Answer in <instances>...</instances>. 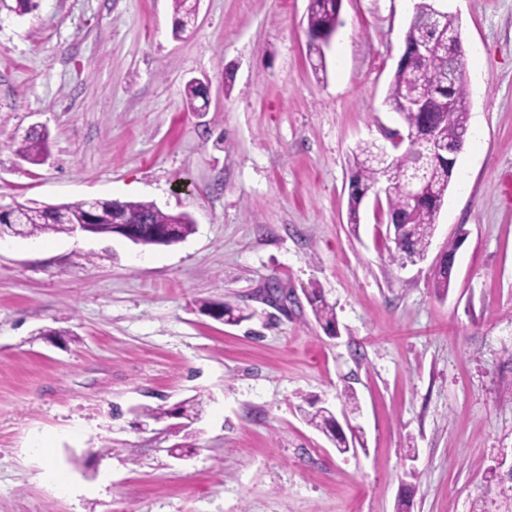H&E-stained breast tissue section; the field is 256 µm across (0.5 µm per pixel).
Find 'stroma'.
<instances>
[{
	"label": "stroma",
	"mask_w": 512,
	"mask_h": 512,
	"mask_svg": "<svg viewBox=\"0 0 512 512\" xmlns=\"http://www.w3.org/2000/svg\"><path fill=\"white\" fill-rule=\"evenodd\" d=\"M416 2L342 0L320 74L309 0H199L180 34L172 0H0V204L195 223L169 246L0 236V512H512V0H445L483 59L425 258L390 259L373 198L348 222L353 149L402 127L384 98ZM192 79L206 111L184 104ZM33 129L41 165L11 148ZM225 303L252 318L204 310ZM348 387L354 455L302 415ZM195 395L179 460L172 421L138 410ZM459 239L448 243V248L444 251L442 258L433 270V288L438 292V295L443 297L448 294L451 285L452 272H453V259L455 262V255L458 249Z\"/></svg>",
	"instance_id": "stroma-1"
}]
</instances>
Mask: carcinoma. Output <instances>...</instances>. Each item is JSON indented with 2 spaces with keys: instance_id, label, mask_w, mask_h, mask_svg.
I'll return each instance as SVG.
<instances>
[{
  "instance_id": "carcinoma-1",
  "label": "carcinoma",
  "mask_w": 512,
  "mask_h": 512,
  "mask_svg": "<svg viewBox=\"0 0 512 512\" xmlns=\"http://www.w3.org/2000/svg\"><path fill=\"white\" fill-rule=\"evenodd\" d=\"M198 0H172L175 30L184 31L187 20L195 15ZM434 0H419L418 16L411 19L404 33L406 54L397 64L390 82L385 104L401 119L410 131L428 126H438L446 136L457 139L468 133L469 93L462 80L450 77L454 62L447 49V40L461 41V23L457 16L444 14L432 16ZM341 0H310L307 10L308 51L316 55L315 71H325L324 47L328 46L340 21ZM421 41L434 45V53L422 59L411 52ZM413 98L426 102L423 112L408 107ZM382 145L363 141L353 153V172L348 200V224L360 223V207L363 202L359 188L375 189L384 182L388 190L384 194L387 218L386 234L395 243L400 257L411 262L424 259L433 237L437 216L444 205L455 167L448 166V159L425 160L416 156L413 146L390 163L381 156ZM15 152L31 164L38 165L48 154V134L34 131L15 143ZM420 166L425 168V192L418 199L409 197L406 190L407 172ZM119 220L137 231V244L142 246H166L155 230L173 229L175 235L186 238L195 231L191 217L184 213L172 214L159 209L152 202H120L94 199L57 205L37 202H14L0 205V235L15 234L14 225H25L24 237L51 233H70L75 224H95L103 235L114 233L112 224ZM459 241L448 243L442 258L433 270V288L443 297L448 294ZM316 319L325 328L333 329L336 315L332 306L320 297L312 300ZM310 409L303 411L306 422L333 439L335 447L344 445L345 437L337 432L336 416L327 407L309 402Z\"/></svg>"
}]
</instances>
